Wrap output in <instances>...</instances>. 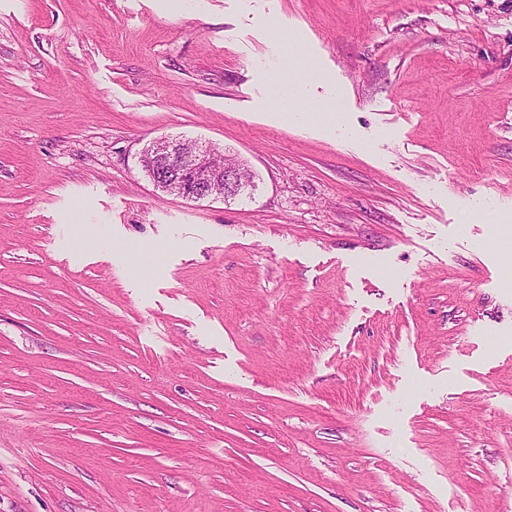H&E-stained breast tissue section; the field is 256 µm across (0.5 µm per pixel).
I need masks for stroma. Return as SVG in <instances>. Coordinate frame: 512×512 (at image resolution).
<instances>
[{
	"mask_svg": "<svg viewBox=\"0 0 512 512\" xmlns=\"http://www.w3.org/2000/svg\"><path fill=\"white\" fill-rule=\"evenodd\" d=\"M502 221L512 0H0V512H512ZM224 152L193 142L190 150L180 138H164L147 145L139 157L154 185L187 200L207 198L234 200L248 188L235 170L219 163ZM224 185V193L213 191Z\"/></svg>",
	"mask_w": 512,
	"mask_h": 512,
	"instance_id": "obj_1",
	"label": "stroma"
}]
</instances>
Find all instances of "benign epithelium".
Listing matches in <instances>:
<instances>
[{
	"label": "benign epithelium",
	"mask_w": 512,
	"mask_h": 512,
	"mask_svg": "<svg viewBox=\"0 0 512 512\" xmlns=\"http://www.w3.org/2000/svg\"><path fill=\"white\" fill-rule=\"evenodd\" d=\"M224 152L209 145L193 143L185 148L180 138H164L147 145L139 157L154 185L187 200L207 198L234 200L246 191V182L235 170L218 162Z\"/></svg>",
	"instance_id": "1"
}]
</instances>
